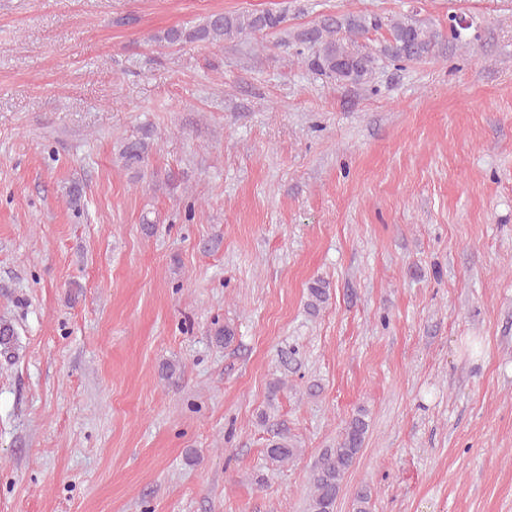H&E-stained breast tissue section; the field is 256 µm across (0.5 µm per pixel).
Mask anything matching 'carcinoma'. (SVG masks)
<instances>
[{"instance_id": "obj_1", "label": "carcinoma", "mask_w": 512, "mask_h": 512, "mask_svg": "<svg viewBox=\"0 0 512 512\" xmlns=\"http://www.w3.org/2000/svg\"><path fill=\"white\" fill-rule=\"evenodd\" d=\"M286 14L270 10L246 13H214L203 23L190 27H172L154 36L158 42L180 45L196 42H222L243 33L274 34L285 30ZM377 20L355 15H326L315 26L298 32L296 40L315 48L308 65L318 74L340 84H361L376 64V57L360 49L363 37ZM391 56L399 61H414L428 55L439 34L422 23L405 17L390 24ZM149 135L126 138L120 142L118 158L133 177L142 179L149 162ZM68 208L79 211L84 206V190L72 183L66 192ZM329 284L318 278L307 288L306 308L315 315L329 300ZM16 344L13 324L0 320V356L8 357ZM368 413L358 409L346 420L336 447L325 448L312 464L308 474L309 494L304 512H335L337 498L346 477L355 466L369 428ZM300 454V448L282 433L267 448V456L276 463H288ZM371 488L360 487L353 498V512H369Z\"/></svg>"}]
</instances>
